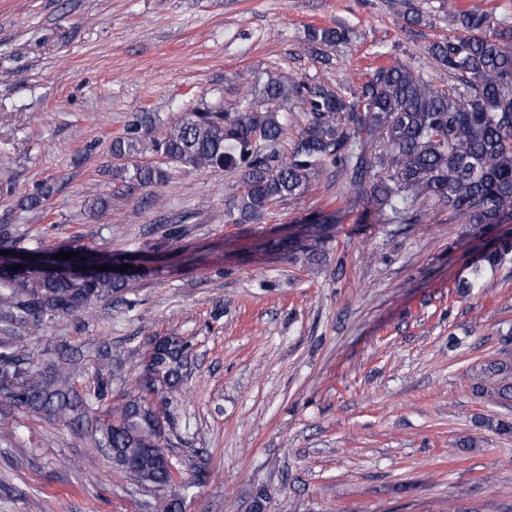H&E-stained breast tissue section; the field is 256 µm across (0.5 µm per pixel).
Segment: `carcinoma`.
<instances>
[{"instance_id": "carcinoma-1", "label": "carcinoma", "mask_w": 512, "mask_h": 512, "mask_svg": "<svg viewBox=\"0 0 512 512\" xmlns=\"http://www.w3.org/2000/svg\"><path fill=\"white\" fill-rule=\"evenodd\" d=\"M458 32L424 46L428 59L448 71L443 89L407 63L373 69L350 95L320 83L288 84L270 77L254 85L232 112L221 107L189 110L174 125L152 134L135 118L112 141V156L124 163L112 177L129 187L162 184L168 168L238 175L225 216L246 224L275 204L304 195L313 178L330 167L360 197L364 212L378 221L406 219L418 202H434L464 224L490 228L512 222V26L485 13L462 12ZM313 45L347 41L341 28H311ZM298 98L305 123L288 153L291 120L284 103ZM156 155L161 162L144 165ZM52 193L41 185L23 197L37 209ZM512 256V240L483 254L496 267ZM140 279L135 271H100L82 281L64 270L0 277V317L11 324L40 325L47 318L75 316L101 300L121 296ZM190 345L165 336L150 355L148 383L140 393L112 392L107 382L77 389L64 367H48L8 342L0 343L3 402L80 427L89 409H104L91 429L93 447L115 469L141 485L166 488L172 480L169 434L151 395H174L184 384Z\"/></svg>"}]
</instances>
